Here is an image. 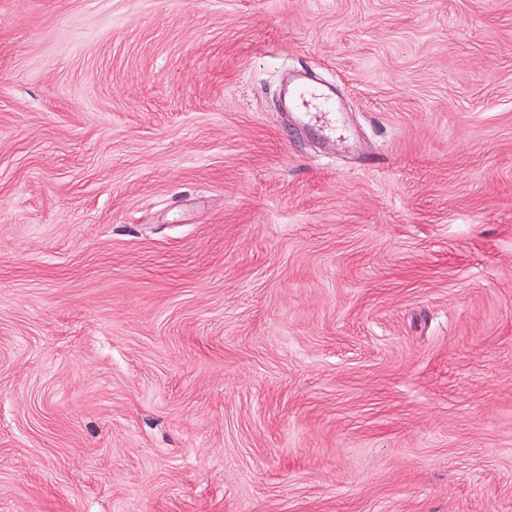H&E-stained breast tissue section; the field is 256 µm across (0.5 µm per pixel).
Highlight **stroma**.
Wrapping results in <instances>:
<instances>
[{
    "mask_svg": "<svg viewBox=\"0 0 512 512\" xmlns=\"http://www.w3.org/2000/svg\"><path fill=\"white\" fill-rule=\"evenodd\" d=\"M0 512H512V0H0ZM288 103L297 109L304 123H317L324 117L321 128L327 134L342 131L343 115L331 94L330 88L319 82L304 81L288 89Z\"/></svg>",
    "mask_w": 512,
    "mask_h": 512,
    "instance_id": "obj_1",
    "label": "stroma"
}]
</instances>
